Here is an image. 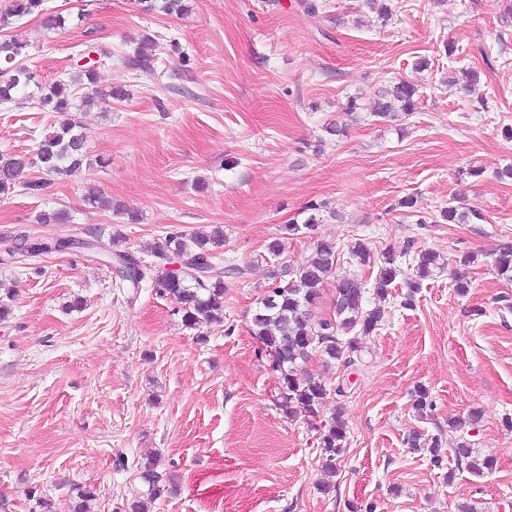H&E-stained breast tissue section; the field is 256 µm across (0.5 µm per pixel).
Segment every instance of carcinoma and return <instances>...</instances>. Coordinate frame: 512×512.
Segmentation results:
<instances>
[{
	"label": "carcinoma",
	"mask_w": 512,
	"mask_h": 512,
	"mask_svg": "<svg viewBox=\"0 0 512 512\" xmlns=\"http://www.w3.org/2000/svg\"><path fill=\"white\" fill-rule=\"evenodd\" d=\"M145 9L157 8L156 0H141ZM158 8L172 15L187 12L185 0H161ZM29 15L41 17L48 29H62L66 18L59 13H51L44 7V0H5L0 6V29L11 25L14 18ZM28 41L20 34H12L0 39V102H10L14 94L34 81L32 72L25 64ZM155 42L143 39L133 51L128 63L135 68L147 69L151 66ZM97 82V69L86 63L76 65L73 75L58 79L41 88L38 108L43 112H54L60 120L52 132L48 133L31 155L14 154L0 157V195L8 196L19 186L30 194H36L47 187V182L39 179L21 180L28 169L35 168L47 175L69 176L83 167L87 161L84 150V136L79 133V123L74 112L75 96L81 86L90 88ZM418 104L417 86L400 80L382 91L375 101L372 113L383 122L398 120L401 115L414 112ZM85 205L107 209L125 217L129 222L139 220L138 213L125 206L114 205L112 200L95 187H90L83 195ZM439 217L452 224H472L483 220L480 213L461 206L448 205L439 211ZM224 240L223 230L215 226L209 231L201 230L187 236L179 231H169L154 243L150 255L155 263L147 266L144 261L129 252L114 255L115 262L126 263L131 271L121 275L129 287L137 288L149 272H158L169 257H180L194 267L204 260L216 259L210 245ZM76 245L72 239H45L22 231L12 239V246L6 253L38 256L51 252H61L68 246ZM266 253L273 261L272 278L283 276L290 279L282 284H274L251 317L249 333L258 337L272 356L273 370L280 373L279 385L282 395L281 407L292 414L295 409L307 413L309 417L319 416L325 405L329 388L321 378L310 375L295 376V370L311 356L322 358L325 366L340 364L346 368L354 365L352 354L360 350V340L375 333L382 322L383 308L365 306V293L372 288L379 301L387 299L391 289L397 287L396 280L402 271L396 265L395 257L388 251L374 254L368 245L358 239L348 245V260L355 266H369L376 269L372 282H367L357 274L349 272L336 277L335 316L320 319L314 316L321 290L335 273L340 253L336 242L329 238H319L315 243L313 257L299 268L293 269L286 258L284 241L275 238L266 245ZM441 257L431 250H421L415 257V278L405 281L408 291L404 305H412L414 295L421 288V281L442 268ZM493 266L497 276L512 282V241H503L494 253ZM246 268L236 265H219L207 278L197 279L185 274L164 273L158 280L162 293L174 300L183 322L195 328L203 324L224 322V292L226 279L242 278ZM354 331L352 337L342 333ZM433 408L429 390L420 386L415 391L414 409L420 416L427 415ZM319 447L324 456V467L336 472V459L343 454L347 441V424L343 412L335 410L330 419L317 429ZM407 444L417 452L429 453L432 463L442 464L443 443L438 437H429L413 430L408 434ZM454 458L459 469H465L476 476L488 474L495 469V458L482 456L471 448L464 438H459L453 448ZM140 478L145 490L127 508L130 512H145L146 504L158 499L162 494L161 476L153 461L140 464Z\"/></svg>",
	"instance_id": "carcinoma-1"
}]
</instances>
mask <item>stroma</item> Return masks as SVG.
Segmentation results:
<instances>
[{
  "label": "stroma",
  "mask_w": 512,
  "mask_h": 512,
  "mask_svg": "<svg viewBox=\"0 0 512 512\" xmlns=\"http://www.w3.org/2000/svg\"><path fill=\"white\" fill-rule=\"evenodd\" d=\"M314 2L311 16L304 0H188L179 16L138 0H45L70 15L65 29L14 21L43 82L94 47L96 90L124 97L79 115L88 156L103 166L0 198V512H43L46 500L73 512L81 487L96 493L93 512H124L149 457L163 476L150 512H512V312L501 311L512 283L492 266L512 238V180L498 176L512 165V19L503 0H392L388 21L363 0ZM145 36L157 45L153 65L131 68ZM463 69L476 71L475 91L452 84ZM398 80L418 86V108L382 122L371 108ZM350 96L362 108L347 116ZM56 120L18 94L0 106V153L33 152ZM90 186L141 222L85 207ZM405 197L414 209L399 208ZM312 202L319 223L289 240L291 267L320 235L341 250L364 239L407 274L412 251L446 260L412 305L393 290L352 367L303 364L332 389L350 380L321 411L343 409L348 426L332 474L316 421L281 409L279 374L248 332L272 285L265 246L303 223ZM451 202L483 221L432 223ZM51 209L68 222L38 223ZM214 226L219 254L247 269L227 283L223 323L189 328L153 278L133 290L107 265L116 251L146 257L167 231ZM22 230L94 247L8 257ZM470 253L479 261L462 297L454 278ZM420 385L434 401L424 419L413 408ZM412 430L448 449L467 438L497 469L476 476L450 456L433 466L405 445ZM325 483L332 492L321 493Z\"/></svg>",
  "instance_id": "obj_1"
}]
</instances>
